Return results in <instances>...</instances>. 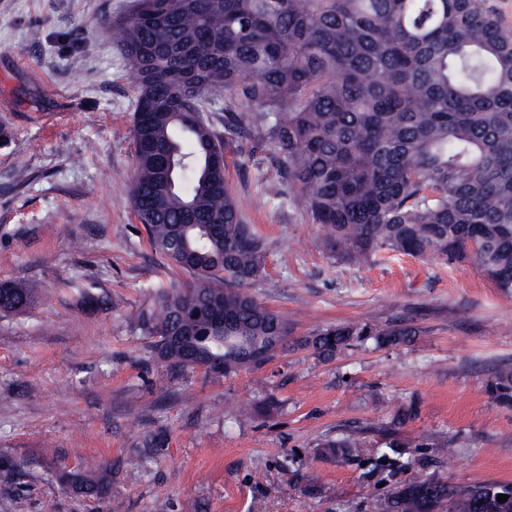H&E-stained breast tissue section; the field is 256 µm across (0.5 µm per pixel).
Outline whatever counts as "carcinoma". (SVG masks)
<instances>
[{
	"label": "carcinoma",
	"instance_id": "carcinoma-1",
	"mask_svg": "<svg viewBox=\"0 0 512 512\" xmlns=\"http://www.w3.org/2000/svg\"><path fill=\"white\" fill-rule=\"evenodd\" d=\"M106 29L135 76L133 213L193 278L134 319L169 369H196L188 345L226 376L290 343L288 317L250 291L266 248L227 182L224 148L253 130L277 159L263 194L319 225L325 251L365 267L382 252L469 260L512 294V32L485 0H134ZM38 292L0 279V312ZM412 334L347 323L300 343L326 359L361 336L396 345ZM490 389L512 403V368ZM319 448L357 458L365 443L350 431ZM376 454L419 462L395 439ZM32 465L0 454V499L20 496ZM57 480L85 498L109 491L103 465ZM508 488L426 478L380 512H502Z\"/></svg>",
	"mask_w": 512,
	"mask_h": 512
}]
</instances>
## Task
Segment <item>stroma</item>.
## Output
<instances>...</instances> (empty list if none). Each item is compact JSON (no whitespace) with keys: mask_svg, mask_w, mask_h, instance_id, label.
Returning <instances> with one entry per match:
<instances>
[{"mask_svg":"<svg viewBox=\"0 0 512 512\" xmlns=\"http://www.w3.org/2000/svg\"><path fill=\"white\" fill-rule=\"evenodd\" d=\"M131 3L0 0V279L41 287L26 311L0 315V452L38 462L0 512H379L427 476L512 483V406L489 388L512 362V295L466 260L383 256L361 268L325 253L318 225L263 197L276 162L256 136L226 153L267 248L258 299L295 338L348 322L419 333L394 346L361 339L329 361L291 348L226 377L170 373L149 354L133 318L190 278L131 208L132 75L103 28ZM86 292L111 309L87 308ZM242 403L259 410L238 416ZM347 430L371 448L395 434L432 463L378 471L316 458ZM157 434L159 453L147 446ZM445 444L455 454L441 461ZM108 462L102 501L45 478Z\"/></svg>","mask_w":512,"mask_h":512,"instance_id":"35a3bbf8","label":"stroma"}]
</instances>
